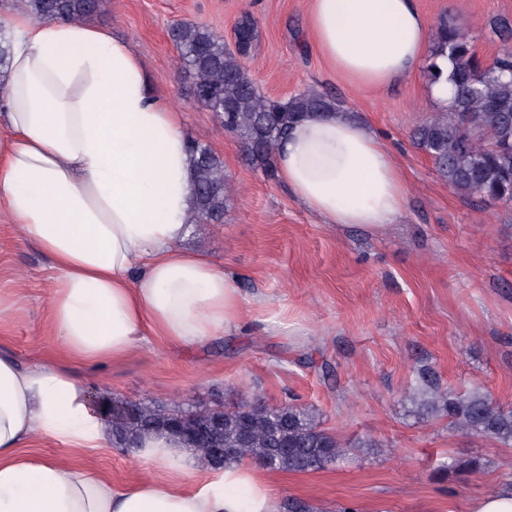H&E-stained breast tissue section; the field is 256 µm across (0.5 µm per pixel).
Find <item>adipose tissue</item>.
<instances>
[{"mask_svg": "<svg viewBox=\"0 0 512 512\" xmlns=\"http://www.w3.org/2000/svg\"><path fill=\"white\" fill-rule=\"evenodd\" d=\"M308 28L357 90L384 88L427 60L430 31L415 0H312ZM6 35L0 213L52 261L48 315L61 356L23 365L0 354V512H278L252 463L185 485L200 462L165 436L133 449L152 476L126 487L26 453L39 439L75 454L110 443L75 366L125 358L152 336L202 345L237 328L243 301L223 265L180 248L194 207L188 140L131 42L23 14ZM276 163L295 199L328 224L377 233L407 203L383 141L340 113L295 125Z\"/></svg>", "mask_w": 512, "mask_h": 512, "instance_id": "obj_1", "label": "adipose tissue"}]
</instances>
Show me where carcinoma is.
<instances>
[{
  "label": "carcinoma",
  "instance_id": "obj_1",
  "mask_svg": "<svg viewBox=\"0 0 512 512\" xmlns=\"http://www.w3.org/2000/svg\"><path fill=\"white\" fill-rule=\"evenodd\" d=\"M33 20L80 21L94 15L100 0H24ZM254 21L242 17L237 51L205 25L181 22L171 28L182 68L196 77L197 101L215 113L224 132L235 136L245 159L264 173L281 139L295 122L338 112L341 103L325 91L305 89L274 99L254 84L241 57L254 36ZM503 48L490 61L480 57L473 38L453 23L440 25L425 72L429 83L453 87L448 109L416 126L414 143L432 159L454 191L482 201L512 204V24L499 26ZM448 59V71L436 60ZM193 168L194 220L219 222L235 189L224 160L207 145L189 141ZM421 408L448 418L453 427L512 447V408L488 392L442 394L422 374ZM112 444L126 452L152 432L177 437L208 468L217 469L213 449H224L223 466L249 459L278 472L325 469L345 455L335 435L321 427L314 411L291 398L270 405L259 398L236 404L153 406L112 398L104 404Z\"/></svg>",
  "mask_w": 512,
  "mask_h": 512
}]
</instances>
